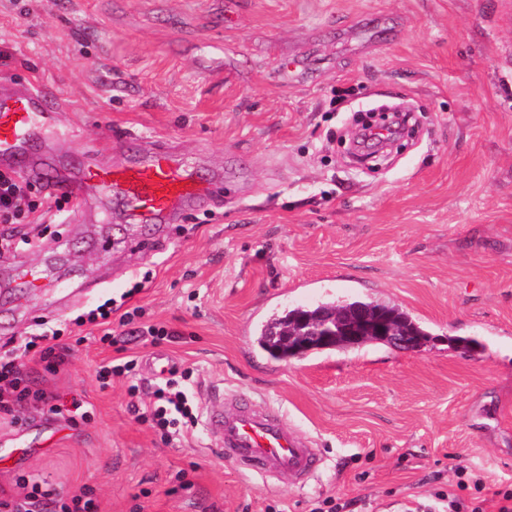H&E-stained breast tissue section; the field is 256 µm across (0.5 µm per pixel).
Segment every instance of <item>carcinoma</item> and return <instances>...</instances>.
I'll use <instances>...</instances> for the list:
<instances>
[{
  "mask_svg": "<svg viewBox=\"0 0 512 512\" xmlns=\"http://www.w3.org/2000/svg\"><path fill=\"white\" fill-rule=\"evenodd\" d=\"M363 307L385 311L400 332L404 334L418 336L424 342L430 339L431 333L403 309L380 300L354 299L321 302L307 309H300L296 306L276 309L270 314L265 324L256 328V344L271 359L286 362L296 357L294 348L301 343H307L309 350L320 348L317 342L308 341L301 335L298 325L301 316L307 313H319L327 318H334L338 313L345 316L355 309Z\"/></svg>",
  "mask_w": 512,
  "mask_h": 512,
  "instance_id": "carcinoma-1",
  "label": "carcinoma"
}]
</instances>
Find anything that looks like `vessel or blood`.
<instances>
[{"instance_id": "vessel-or-blood-1", "label": "vessel or blood", "mask_w": 512, "mask_h": 512, "mask_svg": "<svg viewBox=\"0 0 512 512\" xmlns=\"http://www.w3.org/2000/svg\"><path fill=\"white\" fill-rule=\"evenodd\" d=\"M58 122L59 109L48 105L43 89L0 87V160L37 170L40 160L31 144ZM59 189L69 194L90 189L117 191L149 224L171 223L185 205L209 195L208 188L187 173L185 162L165 147L122 167H85L76 180L60 183ZM203 418L216 451L246 473L302 483L321 459L312 440L289 428L281 411L270 404L229 393L208 404Z\"/></svg>"}]
</instances>
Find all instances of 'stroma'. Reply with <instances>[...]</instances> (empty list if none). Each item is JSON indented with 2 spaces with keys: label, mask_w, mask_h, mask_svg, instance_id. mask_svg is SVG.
Returning a JSON list of instances; mask_svg holds the SVG:
<instances>
[{
  "label": "stroma",
  "mask_w": 512,
  "mask_h": 512,
  "mask_svg": "<svg viewBox=\"0 0 512 512\" xmlns=\"http://www.w3.org/2000/svg\"><path fill=\"white\" fill-rule=\"evenodd\" d=\"M6 84L46 88L64 111L35 148L44 177L27 179L35 211L56 215L0 217V346L72 339L31 386L90 418L37 403L0 418V501L33 478L49 500L90 488L99 512H312L328 497L429 512L465 466L487 486L483 512H499L512 489V0H0ZM398 104L416 138L354 165L353 115ZM162 144L211 188L175 223H135L105 189L56 206L60 166H120ZM33 265L62 288L23 293ZM329 297L397 305L433 338L285 364L256 350L270 309ZM109 299L166 336L119 353L102 327L76 325ZM156 352L190 371L198 405L227 391L278 407L321 448L319 468L266 483L212 453L203 427L161 441L127 392L156 383ZM118 358L133 370L102 384Z\"/></svg>",
  "instance_id": "1"
}]
</instances>
